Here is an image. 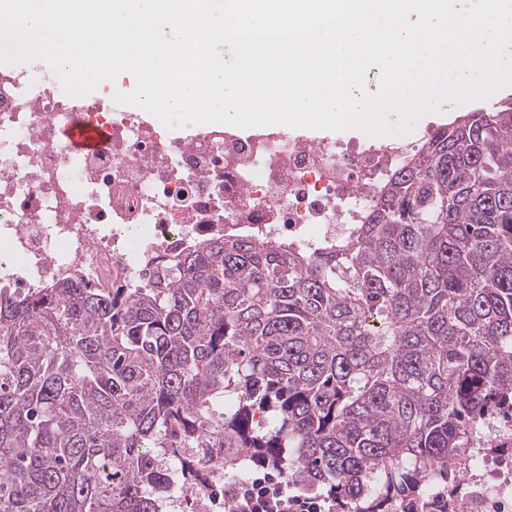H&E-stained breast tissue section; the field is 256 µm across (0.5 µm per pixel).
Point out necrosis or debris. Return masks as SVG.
<instances>
[{"label":"necrosis or debris","mask_w":512,"mask_h":512,"mask_svg":"<svg viewBox=\"0 0 512 512\" xmlns=\"http://www.w3.org/2000/svg\"><path fill=\"white\" fill-rule=\"evenodd\" d=\"M77 124L105 131L102 146L73 150L66 133ZM424 142L420 132L360 143L212 123L178 134L110 87L88 101L66 94L56 74L0 63V287L72 275L107 291L140 282L155 255L227 229L314 249L360 223ZM493 466L487 478L460 461L462 487L429 492L428 512H512V451ZM233 492L212 467L187 506L224 512Z\"/></svg>","instance_id":"necrosis-or-debris-1"}]
</instances>
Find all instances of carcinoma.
Listing matches in <instances>:
<instances>
[{"label": "carcinoma", "instance_id": "carcinoma-1", "mask_svg": "<svg viewBox=\"0 0 512 512\" xmlns=\"http://www.w3.org/2000/svg\"><path fill=\"white\" fill-rule=\"evenodd\" d=\"M512 418V104L427 135L307 253L240 230L139 288H0V512H159L241 457L394 512Z\"/></svg>", "mask_w": 512, "mask_h": 512}]
</instances>
